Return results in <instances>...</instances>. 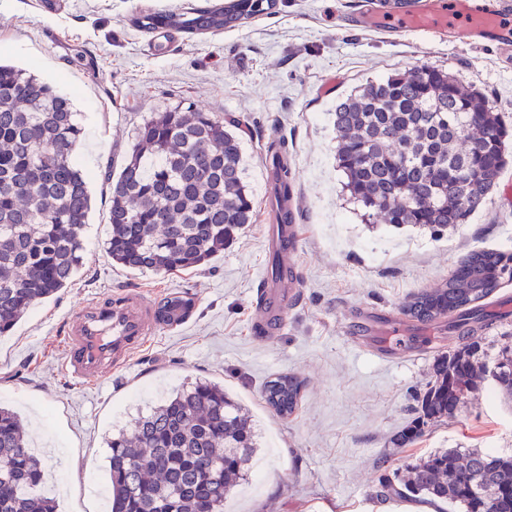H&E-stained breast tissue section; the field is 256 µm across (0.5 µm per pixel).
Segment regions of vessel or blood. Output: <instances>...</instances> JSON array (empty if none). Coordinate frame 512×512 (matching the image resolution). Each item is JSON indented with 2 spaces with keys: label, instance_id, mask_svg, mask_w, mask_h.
<instances>
[{
  "label": "vessel or blood",
  "instance_id": "b4317fda",
  "mask_svg": "<svg viewBox=\"0 0 512 512\" xmlns=\"http://www.w3.org/2000/svg\"><path fill=\"white\" fill-rule=\"evenodd\" d=\"M468 20L477 36L485 37L512 29V19L474 11L471 0H427L420 9L366 19L365 24L381 30L387 26L431 30L448 20ZM298 232L295 225H268L265 246L281 260H293ZM266 302L261 320L268 334L281 332L288 312V289L277 281L264 283ZM157 299L140 289L107 293L86 303L64 322L60 336L61 366L79 385H97L116 370L127 368L134 356L158 327Z\"/></svg>",
  "mask_w": 512,
  "mask_h": 512
}]
</instances>
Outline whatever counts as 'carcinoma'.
<instances>
[{
	"label": "carcinoma",
	"mask_w": 512,
	"mask_h": 512,
	"mask_svg": "<svg viewBox=\"0 0 512 512\" xmlns=\"http://www.w3.org/2000/svg\"><path fill=\"white\" fill-rule=\"evenodd\" d=\"M273 0H224L187 11L141 13L146 31L203 35L233 29L265 13ZM240 120L177 107L138 127L110 184L108 242L112 262L140 273L181 272L206 264L252 223ZM338 162L365 215L388 224L439 232L464 224L487 202L506 164V128L480 92L449 73L419 66L406 77L372 81L336 108ZM84 135L72 99L11 64L0 63V335L32 306L66 287L83 264L82 234L91 210L88 181L74 151ZM275 166L276 221L292 224L285 206L294 174L268 147ZM512 282V253L470 251L438 286L410 297L403 314L419 323L446 321L456 348L434 358V380L418 399V416L392 443H413L432 420L454 414L484 381L479 333L495 315L483 300ZM192 298L170 295L158 312L186 309ZM500 390L512 397V352L497 357ZM302 381L266 382V404L292 415ZM111 512H224V497L245 476L257 439L241 404L205 380L182 388L129 429L107 439ZM0 512H54L43 492L41 462L27 446L21 419L0 408ZM381 501L415 497L450 512H512V455L444 449L408 470L404 482L381 477Z\"/></svg>",
	"instance_id": "cac0c4a2"
}]
</instances>
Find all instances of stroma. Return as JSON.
Returning a JSON list of instances; mask_svg holds the SVG:
<instances>
[{"label":"stroma","mask_w":512,"mask_h":512,"mask_svg":"<svg viewBox=\"0 0 512 512\" xmlns=\"http://www.w3.org/2000/svg\"><path fill=\"white\" fill-rule=\"evenodd\" d=\"M204 2L0 0V60L73 97L85 128L76 155L93 175L82 269L0 336V404L20 414L58 481V512H105L107 433L201 379L223 383L249 408L260 443L248 480L225 500L224 512H424L421 502L373 500L380 476L404 472L440 449L512 454V401L488 397L491 380L414 444L392 445L431 380L434 356L456 345L447 331L407 321L409 355L388 364L377 359L389 331L405 321L410 296L442 283L472 250L512 251V202L504 196L512 183V33L476 42L460 19L430 33L365 30V0H275L270 12L239 27L198 36L133 23L143 12ZM421 65L488 96L509 131L507 165L485 209L438 237L420 226L365 219L336 162V106L367 81ZM181 105L222 121L241 119L253 222L199 269L131 272L108 254L104 170L121 164L143 119ZM279 142L295 176L293 270L302 299L289 303L287 327L265 340L254 336L252 321L270 262L265 154ZM125 288L160 299L189 292L193 314L180 326L161 327L106 383L75 387L56 343L64 320L83 303ZM486 310L497 320L482 331L478 352L491 362L512 348V282ZM277 374L304 384L287 418L263 398Z\"/></svg>","instance_id":"stroma-1"}]
</instances>
